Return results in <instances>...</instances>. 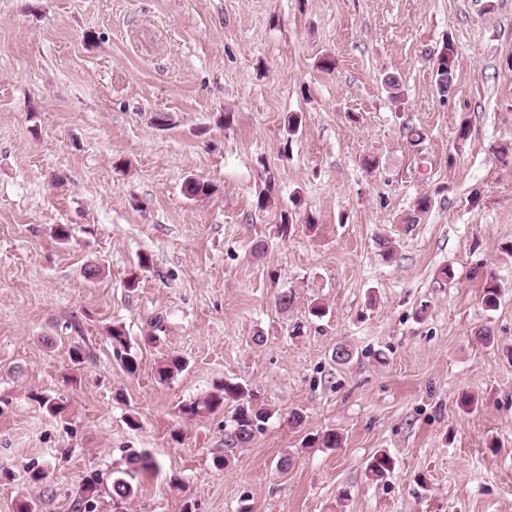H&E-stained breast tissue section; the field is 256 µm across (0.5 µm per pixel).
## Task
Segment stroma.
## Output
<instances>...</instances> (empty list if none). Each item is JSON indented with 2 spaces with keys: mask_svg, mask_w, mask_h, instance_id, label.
Here are the masks:
<instances>
[{
  "mask_svg": "<svg viewBox=\"0 0 512 512\" xmlns=\"http://www.w3.org/2000/svg\"><path fill=\"white\" fill-rule=\"evenodd\" d=\"M189 178L216 190L190 199ZM115 324L161 328L135 376ZM169 354L188 368L161 384ZM225 380L270 411L245 448L224 445L232 405L180 411ZM327 429L340 447L310 445ZM134 452L159 467L118 512H512V0H0V512H81L85 475ZM438 64V68H436ZM458 67V55L452 42H446L434 61L435 83L438 91L445 95L452 86ZM394 467L393 458L386 450H377L366 465V473L375 480L384 478Z\"/></svg>",
  "mask_w": 512,
  "mask_h": 512,
  "instance_id": "stroma-1",
  "label": "stroma"
}]
</instances>
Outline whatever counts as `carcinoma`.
Segmentation results:
<instances>
[{"mask_svg": "<svg viewBox=\"0 0 512 512\" xmlns=\"http://www.w3.org/2000/svg\"><path fill=\"white\" fill-rule=\"evenodd\" d=\"M434 69L435 83L438 91L445 95L452 86L455 72L458 67V55L452 42H446L438 55ZM185 192L192 199L206 197L213 193L211 183L190 178L184 185ZM501 287L496 280L485 282L483 287L482 302L486 310L494 311L499 306ZM108 336L115 353L121 361L123 371L134 376L140 369L141 358L139 351L143 345H151L159 341V336L149 333L140 337V341L131 340L125 327L117 324L108 329ZM186 368V362L178 355L166 357L156 369V375L161 383H167ZM231 402L235 404L234 413L231 416V433L229 441L231 446L244 448L251 443L256 432L262 429L263 424L269 419V411L258 405L256 394L247 386L231 381H224L215 386V391L210 393L203 401H194L182 406L181 412L190 417H196L204 413H212ZM130 468L124 471V475L112 479L110 488L112 502L115 505L129 498L134 493L132 480L134 473L139 470L157 469L158 462L150 455L133 453L128 458ZM394 467L393 458L385 450L376 451L366 465V473L369 477L379 480L389 474Z\"/></svg>", "mask_w": 512, "mask_h": 512, "instance_id": "cac0c4a2", "label": "carcinoma"}]
</instances>
